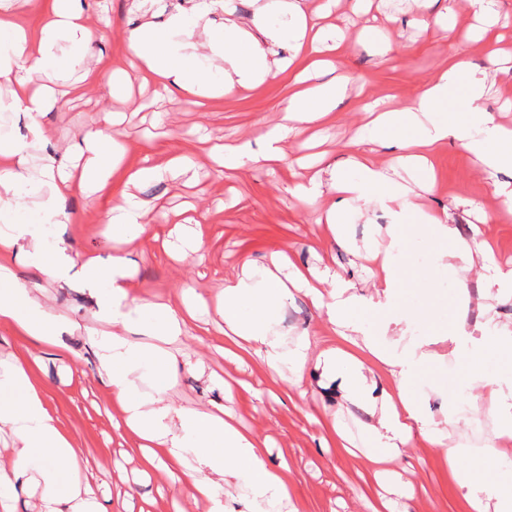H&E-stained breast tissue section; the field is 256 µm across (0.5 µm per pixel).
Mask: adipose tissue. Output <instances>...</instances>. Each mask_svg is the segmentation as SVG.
<instances>
[{
    "label": "adipose tissue",
    "instance_id": "1",
    "mask_svg": "<svg viewBox=\"0 0 512 512\" xmlns=\"http://www.w3.org/2000/svg\"><path fill=\"white\" fill-rule=\"evenodd\" d=\"M25 4L26 0H0V79L13 86L10 98L0 100V112L23 113L30 132L26 140L0 138V220L8 225L0 232V254L27 253L51 286L69 285L73 276H80L95 300L96 316L112 326L111 331L89 336L88 342L97 353L101 377L112 389L118 428L134 433L141 441L144 469L162 466L175 470L179 494L209 503V512H225L224 495L236 481L248 486L249 505L270 507L287 501L292 493L288 463H269L265 440L240 427L223 406L185 407L168 395L180 364L164 346L187 333L201 297L183 298L177 307L138 302L130 297L132 270L124 254L95 256L78 264L64 240L45 245L44 226L67 220L60 203L72 187L90 194L101 192L116 174L125 178L129 191L113 207L109 222L126 244H134L147 232L150 214L136 199L134 187L166 174L188 172L195 163L188 156L176 155L162 164L145 163L129 169L123 165V144L97 129L67 145L62 155L49 152L34 156L35 146L49 143L53 137L43 123L44 116L57 108L64 94L77 95L96 86L100 73L85 70L63 91L30 88V73L59 71L61 44H69L81 56L91 55L97 27L81 0H56L55 9L41 27L30 33L17 21V12ZM220 7L226 15L220 37L195 13L173 15L164 32L158 31L150 18H142L126 37L129 67L113 71L112 86L126 90L132 74L142 73L164 91L210 99L256 88L292 70L295 91L279 124L261 134L257 143L216 144L210 149L211 157L227 168L246 161L276 167L285 158L289 135L322 120L348 89L347 77L328 79L323 73L322 55L341 47L333 27L320 24L332 11L331 0H323L312 12L303 7L302 0H277L275 7H260L249 19L235 18L232 0H221ZM272 9L278 21L268 20ZM283 45L288 55L281 58L277 49ZM490 89L487 77L470 74L465 60L449 59L447 68L424 85L412 101L381 108L373 120L374 140L395 153L393 168H384L373 156L363 154L352 160L358 179L330 167L323 173L304 175L296 184L298 195L330 196L318 221L334 233L342 227L349 201L391 211L393 222L386 228L388 248H368L359 254L360 259L375 264L371 276L379 286L376 296L353 293L350 284L337 279L335 273L301 269L278 251L270 255L269 267L261 278L246 273L226 281L215 305L229 340L223 348L225 356L238 358L252 353L272 369L286 365L294 377H301L309 358L308 337L299 334L289 345L272 330L292 290L299 289L356 348L352 354L330 350L323 359L326 373L342 377L347 400L369 401L376 387L358 351L368 352L387 368L393 385L383 391L380 402L372 403V421L367 427L378 449L373 458L378 465L392 462L416 436L430 445L443 446L446 424L461 420L452 410L441 424L423 409L424 397L417 390V382L433 358L434 338L417 336L409 350L399 352L389 348L388 336L407 315L397 297L408 271L398 254L403 237L412 235L426 242L437 252L442 267L455 277L486 247L485 242L460 238L447 214L423 215V222L418 224L409 223L408 218L422 215L416 198L434 186L432 151L448 140L459 142L486 170L512 169V129L478 107ZM461 92L475 112L460 122L448 120L445 109ZM401 170L416 176L415 187L397 181ZM24 194L36 199L29 219L16 212L15 203ZM370 314L383 317L379 333L364 329V318ZM0 322L52 347L74 329L66 317L46 310L40 292L13 284L11 269L4 263L0 264ZM139 327L149 335V342L129 339V332ZM450 339L456 344V356L475 372L487 358H512V336L503 335L498 327L470 349L459 346V330H452ZM147 367L154 379L149 392L142 388ZM483 381L487 389L483 401L498 423V435L511 439L512 378L487 375ZM1 427L11 429L16 436L11 452L0 454L1 495L11 497L17 490L35 487L41 491L46 512H109L101 502L103 480L66 477L65 468L78 466L75 442L63 429L43 388L32 379L29 363L18 358L0 360ZM457 480L475 512L489 507L494 512H512V489L504 482L485 481L476 469L458 474Z\"/></svg>",
    "mask_w": 512,
    "mask_h": 512
}]
</instances>
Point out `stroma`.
Returning a JSON list of instances; mask_svg holds the SVG:
<instances>
[{
	"mask_svg": "<svg viewBox=\"0 0 512 512\" xmlns=\"http://www.w3.org/2000/svg\"><path fill=\"white\" fill-rule=\"evenodd\" d=\"M83 2L110 24L102 29L104 39L94 57L62 50L64 67L76 77L92 65L105 79L86 96L67 97L60 109L45 116L44 123L53 129L56 142L78 141L88 128L98 126L127 145L126 164L130 167L139 166L146 158L161 163L178 153L200 156L215 141L257 139L278 121L292 95V77L287 72L256 89L201 105L159 93L154 84L138 78L133 79L128 96L114 94L107 76L113 69L127 67L124 37L140 23V13L132 0ZM206 2L151 0L149 7L158 29H165L175 13L204 9L210 27L223 34V10L206 9ZM465 2L437 0L434 5L437 13L453 7L455 28L450 31L435 23L418 26L422 16L418 0H372L366 14L354 12V0H339L329 22L347 46L334 59L336 73L351 79L346 97L320 123L289 139L287 156L274 172L249 163L229 170L205 162L185 175L141 184L136 194L149 204L154 220L129 250L134 264L131 296L177 305L183 289L190 288L211 301L224 280L241 275L244 263H251L254 275H262L269 255L278 250L287 251L298 267L330 269L355 283L360 294L375 295L368 269L355 251L367 243L387 247L384 228L392 221L390 213L373 205L351 203L342 230L334 234L316 221L319 202L297 198L290 190L301 164L347 167L353 153L351 143L365 122L362 107L367 98L394 103L412 100L432 76L447 67L452 54L468 60L478 71L489 69L490 58L499 60L500 69L493 73L497 89L486 96L482 108L512 126V0H496V29L504 39L489 46L471 40L478 22ZM388 43L395 44V52L384 53ZM107 112L124 113V122L115 127L105 124ZM434 165V189L421 198L425 213L447 212L449 223L465 237L470 236L473 224H480L481 215L491 217L488 224H480L490 248L485 255L474 257L462 289L418 238L406 236L401 244L416 275L399 290L400 301L411 317L402 325L403 335L392 337L391 345L403 348L409 336L419 332L435 335L437 357L431 365L430 399L425 410L441 422L448 412L452 387L469 379L453 352L447 322H431L426 314L433 302L456 301L465 295L469 298L465 330L470 336H483L482 324L488 317L512 330V288L489 297L483 296L480 288L484 264L512 269V219L501 217L502 200L495 195L500 185L512 190V170L487 177L475 158L452 141L437 149ZM124 189L117 176L107 191L69 195L63 203L69 221L46 225L47 241L64 239L81 259L111 254L117 242L107 218ZM183 210L199 221L205 244L201 256L177 261L167 244L178 237L172 216ZM45 294L48 308L77 322L81 334L65 337L64 348L57 350L0 323V359L29 361L63 428L74 437L82 473L106 478L113 512H173L177 487L170 475L160 468L141 477L138 439L112 429L116 414L112 390L100 378L95 350L84 339L85 332L106 328L95 316L88 291L75 281L63 288H47ZM482 302L489 309L484 318L478 309ZM198 324L208 328L209 343L184 336L168 349L178 358L202 361L204 367L180 372L170 397L175 404L188 407L224 404L245 428L266 440L269 463L287 459L293 494L290 501L279 505L278 512H376L381 502L389 499V489L370 461L373 447L366 433L370 421L367 403L347 401L337 381L316 368L323 352L342 346L343 341L302 292H294L273 324L289 341L303 331L309 335V364L297 386L283 383L257 357L225 358L219 350L225 340L223 324L215 314L201 316ZM472 384L474 392H483L482 381ZM336 422L347 429L351 447L330 436L329 429ZM492 434V417L481 407L467 408L464 420L448 429L446 447L462 444L469 449L468 455L458 459L457 468H472ZM445 449L416 438L394 461V469L414 487L409 512H472L464 490L448 468ZM130 481L136 482L138 493L128 501L124 491Z\"/></svg>",
	"mask_w": 512,
	"mask_h": 512,
	"instance_id": "35a3bbf8",
	"label": "stroma"
}]
</instances>
